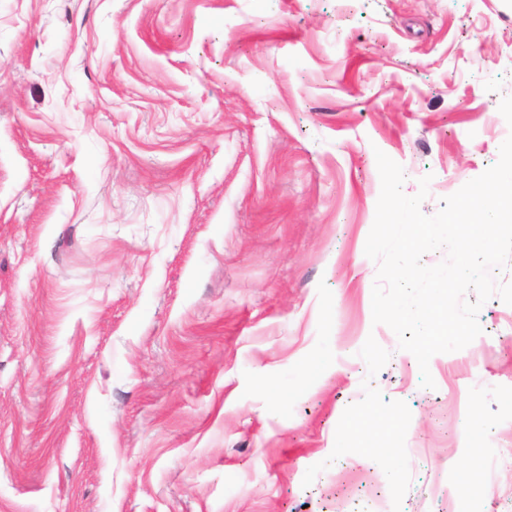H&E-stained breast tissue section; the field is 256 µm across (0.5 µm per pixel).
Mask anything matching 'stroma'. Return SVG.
<instances>
[{
  "label": "stroma",
  "instance_id": "35a3bbf8",
  "mask_svg": "<svg viewBox=\"0 0 512 512\" xmlns=\"http://www.w3.org/2000/svg\"><path fill=\"white\" fill-rule=\"evenodd\" d=\"M511 135L512 0H0V512H512V306L424 388L365 254Z\"/></svg>",
  "mask_w": 512,
  "mask_h": 512
}]
</instances>
